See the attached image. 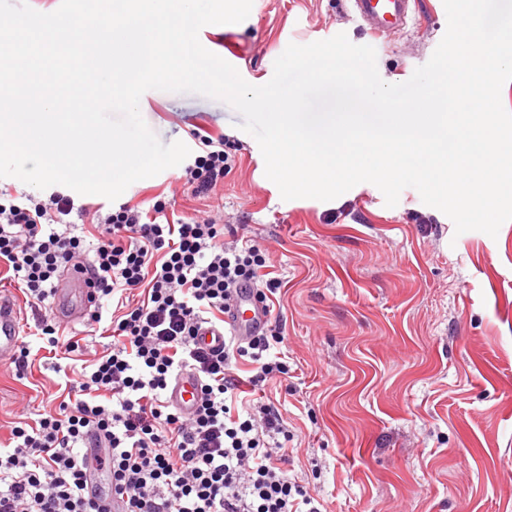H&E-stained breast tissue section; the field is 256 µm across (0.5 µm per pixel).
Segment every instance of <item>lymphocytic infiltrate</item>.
<instances>
[{
  "label": "lymphocytic infiltrate",
  "instance_id": "lymphocytic-infiltrate-1",
  "mask_svg": "<svg viewBox=\"0 0 512 512\" xmlns=\"http://www.w3.org/2000/svg\"><path fill=\"white\" fill-rule=\"evenodd\" d=\"M202 153L186 167L192 194L208 196L236 165L224 137L200 136ZM70 199L38 200L0 190V268L29 303L42 306L65 270L87 271L98 301L91 326L111 342L79 372L73 400L12 427L0 447V512H321L285 469L289 431L278 408L241 396L232 368L250 361L251 387L286 376L278 322L257 336L197 341L201 325L223 322L247 295L263 314L282 282L266 277L271 256L238 225L204 211L170 221L164 200L149 210L127 204L96 221L93 244L74 235ZM201 397L183 413L168 392L183 371Z\"/></svg>",
  "mask_w": 512,
  "mask_h": 512
}]
</instances>
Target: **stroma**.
<instances>
[{"instance_id":"obj_1","label":"stroma","mask_w":512,"mask_h":512,"mask_svg":"<svg viewBox=\"0 0 512 512\" xmlns=\"http://www.w3.org/2000/svg\"><path fill=\"white\" fill-rule=\"evenodd\" d=\"M446 28L443 0H418L416 21L385 39L347 0H253L245 21L204 26L199 40L218 55L238 46L234 67L260 86L289 43L343 32L375 48L385 82L402 83ZM140 112L166 145L196 148L200 133L235 142L237 164L208 197L186 189L179 165L120 200L162 199L183 220L219 206L269 248L288 375L264 395L292 435L289 478L308 483L325 512H512V220L494 237L459 234L411 187L393 207L373 185L286 201L260 177V148L227 103L150 90ZM30 348L27 370L0 360L4 438L66 387L40 340Z\"/></svg>"}]
</instances>
